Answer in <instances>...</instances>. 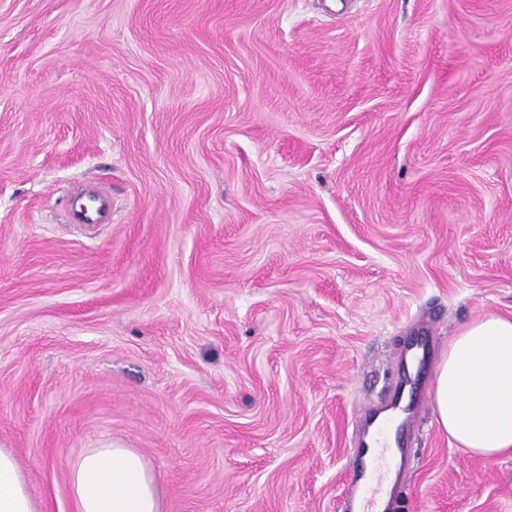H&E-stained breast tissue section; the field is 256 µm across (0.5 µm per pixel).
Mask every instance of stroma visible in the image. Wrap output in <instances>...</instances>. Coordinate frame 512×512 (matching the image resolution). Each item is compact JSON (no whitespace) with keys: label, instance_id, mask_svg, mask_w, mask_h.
I'll return each instance as SVG.
<instances>
[{"label":"stroma","instance_id":"obj_1","mask_svg":"<svg viewBox=\"0 0 512 512\" xmlns=\"http://www.w3.org/2000/svg\"><path fill=\"white\" fill-rule=\"evenodd\" d=\"M101 224L71 219L80 188ZM512 314V0H0V448L41 512L116 443L163 512H512L434 413Z\"/></svg>","mask_w":512,"mask_h":512}]
</instances>
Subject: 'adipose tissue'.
<instances>
[{
	"mask_svg": "<svg viewBox=\"0 0 512 512\" xmlns=\"http://www.w3.org/2000/svg\"><path fill=\"white\" fill-rule=\"evenodd\" d=\"M437 420L466 452L512 454V315L490 313L448 342L434 379ZM77 512H162L145 457L115 444L87 448L70 469ZM0 512H39L14 455L0 448Z\"/></svg>",
	"mask_w": 512,
	"mask_h": 512,
	"instance_id": "obj_1",
	"label": "adipose tissue"
}]
</instances>
